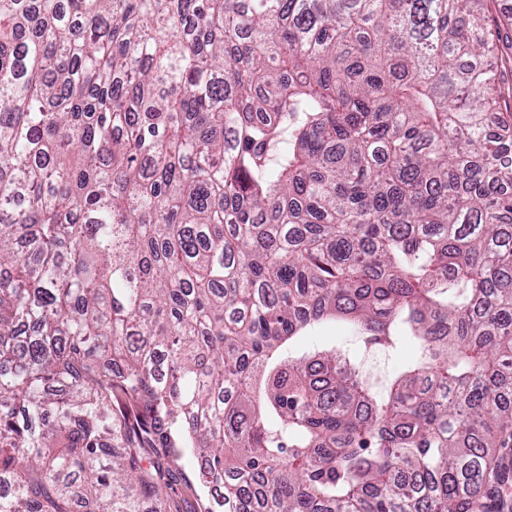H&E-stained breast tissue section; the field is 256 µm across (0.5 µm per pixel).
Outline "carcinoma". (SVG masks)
I'll list each match as a JSON object with an SVG mask.
<instances>
[{
  "label": "carcinoma",
  "instance_id": "cac0c4a2",
  "mask_svg": "<svg viewBox=\"0 0 512 512\" xmlns=\"http://www.w3.org/2000/svg\"><path fill=\"white\" fill-rule=\"evenodd\" d=\"M484 0H0V512H488L512 113ZM417 352L385 392L297 339ZM146 456L153 461L170 466L163 487L159 511L165 512H203L206 506L204 491L196 480V463L192 455L185 454L173 465L165 454V448H146ZM168 463V465H167Z\"/></svg>",
  "mask_w": 512,
  "mask_h": 512
}]
</instances>
